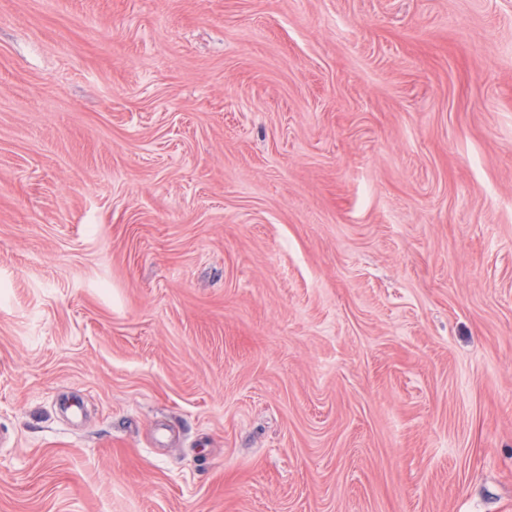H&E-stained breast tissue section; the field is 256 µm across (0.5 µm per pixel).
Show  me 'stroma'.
Returning a JSON list of instances; mask_svg holds the SVG:
<instances>
[{"mask_svg": "<svg viewBox=\"0 0 512 512\" xmlns=\"http://www.w3.org/2000/svg\"><path fill=\"white\" fill-rule=\"evenodd\" d=\"M0 512H512V0H0Z\"/></svg>", "mask_w": 512, "mask_h": 512, "instance_id": "35a3bbf8", "label": "stroma"}]
</instances>
